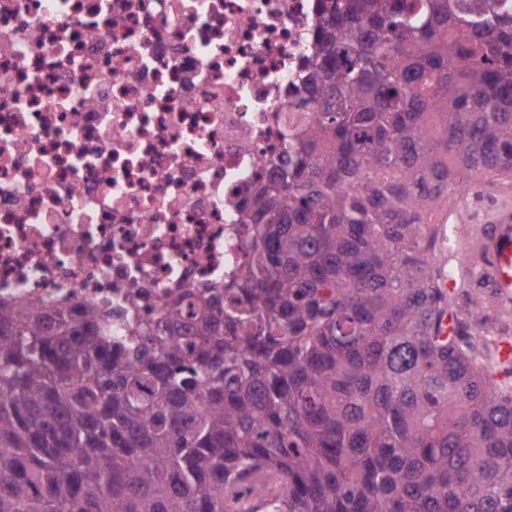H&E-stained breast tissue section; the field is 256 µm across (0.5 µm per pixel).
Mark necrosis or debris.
<instances>
[{
	"label": "necrosis or debris",
	"instance_id": "obj_1",
	"mask_svg": "<svg viewBox=\"0 0 512 512\" xmlns=\"http://www.w3.org/2000/svg\"><path fill=\"white\" fill-rule=\"evenodd\" d=\"M319 20L318 0H0V302L103 306L121 336L223 286Z\"/></svg>",
	"mask_w": 512,
	"mask_h": 512
}]
</instances>
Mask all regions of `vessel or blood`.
Listing matches in <instances>:
<instances>
[{"label":"vessel or blood","instance_id":"1","mask_svg":"<svg viewBox=\"0 0 512 512\" xmlns=\"http://www.w3.org/2000/svg\"><path fill=\"white\" fill-rule=\"evenodd\" d=\"M479 260L473 274L496 305L512 309V204L500 206L478 240Z\"/></svg>","mask_w":512,"mask_h":512}]
</instances>
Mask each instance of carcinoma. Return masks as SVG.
<instances>
[{
	"label": "carcinoma",
	"instance_id": "obj_1",
	"mask_svg": "<svg viewBox=\"0 0 512 512\" xmlns=\"http://www.w3.org/2000/svg\"><path fill=\"white\" fill-rule=\"evenodd\" d=\"M244 259L128 336L0 302V512H512V393L424 217L512 175V7L330 0Z\"/></svg>",
	"mask_w": 512,
	"mask_h": 512
}]
</instances>
